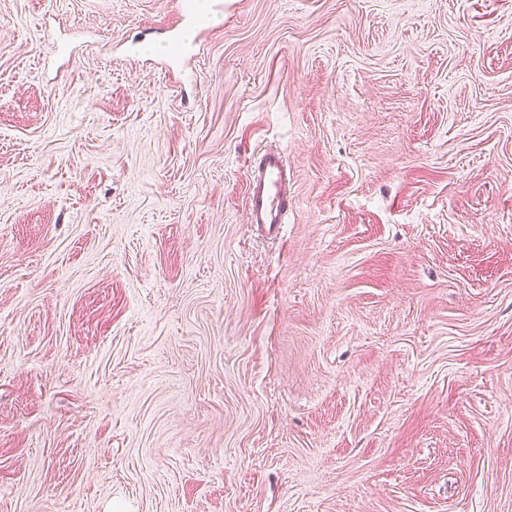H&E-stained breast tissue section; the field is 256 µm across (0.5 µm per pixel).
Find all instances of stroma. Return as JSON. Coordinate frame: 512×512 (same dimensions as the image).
I'll use <instances>...</instances> for the list:
<instances>
[{"label":"stroma","mask_w":512,"mask_h":512,"mask_svg":"<svg viewBox=\"0 0 512 512\" xmlns=\"http://www.w3.org/2000/svg\"><path fill=\"white\" fill-rule=\"evenodd\" d=\"M223 3L0 0V512H512V0ZM245 181L247 224L265 237L280 239L292 210L285 156L277 150H264L249 162Z\"/></svg>","instance_id":"1"}]
</instances>
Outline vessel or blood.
<instances>
[{
	"instance_id": "obj_1",
	"label": "vessel or blood",
	"mask_w": 512,
	"mask_h": 512,
	"mask_svg": "<svg viewBox=\"0 0 512 512\" xmlns=\"http://www.w3.org/2000/svg\"><path fill=\"white\" fill-rule=\"evenodd\" d=\"M245 181L248 224L263 236L280 238L292 209L284 155L273 149L256 155L246 169Z\"/></svg>"
}]
</instances>
